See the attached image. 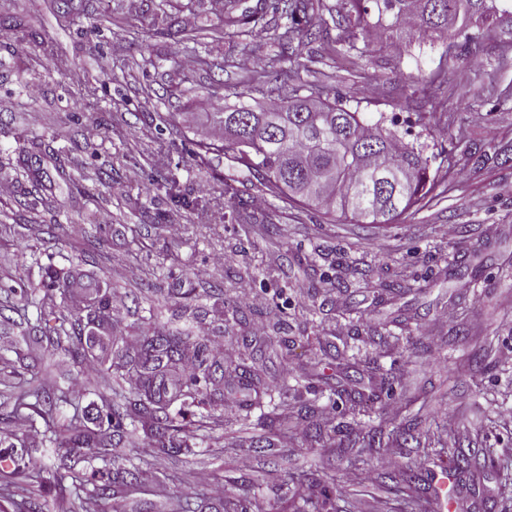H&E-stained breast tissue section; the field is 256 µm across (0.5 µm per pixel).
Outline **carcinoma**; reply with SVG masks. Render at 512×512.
Here are the masks:
<instances>
[{"mask_svg": "<svg viewBox=\"0 0 512 512\" xmlns=\"http://www.w3.org/2000/svg\"><path fill=\"white\" fill-rule=\"evenodd\" d=\"M239 0H224V16L215 28L216 39L224 35H249L244 18L237 15ZM342 11L333 21L338 30L316 26L315 14L322 0H274L273 10L286 18L275 34L280 54L268 69L254 71L249 84L261 88L271 80L288 81L290 69L284 62L301 66L296 50L313 41H322L330 51L340 45L356 49L363 45L402 41L408 44L445 42L446 51L454 48L470 51L486 36L512 45V0H342ZM164 38L197 41L198 36L171 22L160 31ZM245 92L234 93L236 101L224 96V111L211 112L210 136L191 150L196 164L203 166L208 155L231 154L238 167L255 175L266 194L280 198L296 196L302 205L313 207L324 216L340 214L357 223L391 224L430 194L435 184L430 175L429 159L414 146L403 143L397 133L384 125L383 119L364 120L350 111L338 97L330 98L313 88L307 93L295 88L292 93L267 107L256 110L245 103ZM25 305L36 308L34 329L51 344L67 343V351L76 362L85 359L86 327L107 335L112 296L103 291L99 281L82 282L79 272L46 273L44 281L21 289ZM187 341L178 334L147 337L142 344V383L134 398L115 400L104 408V426L82 429L75 422L66 426L67 443L74 448L94 449V459L101 465L92 467L100 483L90 484L76 473L57 474L60 490L70 491L86 512H106L112 486L128 484L134 464L112 456L128 427L141 424L143 449L153 455L189 451L187 437L191 427L176 422L172 407L196 402L200 379L191 377L169 388L156 381L152 362L164 359L175 368ZM240 376L250 386L251 394L243 400L249 413L260 405V391L251 370L244 367ZM72 404L69 394L45 390L33 403L23 392L16 394L13 413L53 417L63 405ZM344 413H369L363 394L353 389L344 394ZM311 403L290 405L283 401L267 413L268 426L279 429L287 424H302L314 416ZM437 455L450 454L456 470L470 474L479 464L469 458L451 454L445 445L432 447ZM23 476L29 484L42 483L40 472H25L8 462L0 465V499L11 501L15 512H40L33 499L16 498V478ZM317 480L308 474H292L286 484L292 486L293 512H318L319 501L312 494Z\"/></svg>", "mask_w": 512, "mask_h": 512, "instance_id": "cac0c4a2", "label": "carcinoma"}]
</instances>
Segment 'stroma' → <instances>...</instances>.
Listing matches in <instances>:
<instances>
[{"instance_id":"35a3bbf8","label":"stroma","mask_w":512,"mask_h":512,"mask_svg":"<svg viewBox=\"0 0 512 512\" xmlns=\"http://www.w3.org/2000/svg\"><path fill=\"white\" fill-rule=\"evenodd\" d=\"M241 8L261 12V27L244 39L203 46L176 45L155 31L167 16L194 31L217 23L223 8L216 0H173L164 14L158 0H0V181L14 187L0 198V224L34 215L56 227L51 236L0 237V358L29 382L51 374L77 402L53 419L31 420L13 414L0 386V455L41 471L42 485L23 483L19 492L39 500L43 512H74L76 500L61 495L54 472L67 454L90 473V451L66 450L61 429L73 419L96 428L107 395L105 355H134L155 328L188 340L183 365L165 372V380L183 381L200 362H221L215 346L223 343L236 348L238 363L251 366L272 396L315 401L319 413L305 422V437H282L260 409L243 414L242 381L225 378L180 416L199 426L190 451L142 459L133 435L118 448L119 456L136 459L137 470L132 483L114 491L115 512H178L188 497L196 512H224L229 499L248 510L261 502L267 512H291V472L334 475L322 512H434L427 477L444 463L430 451L437 439L466 455L494 453L496 466L464 477L454 491V512H485L486 499L498 495L500 467L512 464V424L495 421L500 408L512 407V193L503 190L512 185V102L500 99L512 70L495 69L504 48L487 43L473 57L446 54L439 42L386 43L349 63L324 55L318 43L306 47L300 82L336 91L367 119L397 117L423 146L436 183L394 223L331 222L265 196L227 155L211 154L204 169L191 156V141L206 127L200 104L214 100L216 83L245 90L246 63H265L279 52L274 33L283 20L270 0H241ZM15 21L30 26L35 39L15 41ZM43 39L67 58L66 72L53 73ZM203 51L207 67H183L184 58ZM75 70L81 82H71ZM89 85L97 88L95 98L84 96ZM171 112L196 113L194 128L164 125ZM158 131L170 146L161 167L151 140ZM459 136L469 139L470 155L455 151ZM27 137L42 138L46 151L20 155ZM66 158L75 164L69 182L55 170ZM20 159L40 172L41 186L16 174ZM134 168L136 181L129 178ZM160 174L175 179L172 191L153 189ZM235 193L273 213L268 230L228 215L215 231L199 232L192 210L175 204L179 197L202 204ZM171 224L182 225L179 238L168 234ZM443 224L455 233L441 237ZM228 252L236 261L217 263ZM456 258L470 260L477 277L449 276ZM49 265L80 267L112 295V349L94 350V363L73 366L27 332L36 310L12 289L38 283ZM396 278L405 288L380 292L378 280ZM244 280L266 297L264 306L239 303ZM177 281L192 289L190 299L173 297ZM353 354L377 363L389 384L366 416L343 415L342 404L318 389L322 377L333 390L347 388L339 366ZM448 408L459 415V427L443 418ZM325 411L342 415L355 431L390 419L411 430L371 448L318 443L316 428H333L321 417ZM214 418L223 419V429H204ZM243 455L251 469L240 468ZM419 458L425 465L418 495L399 505L381 479ZM354 472L355 485L348 481Z\"/></svg>"}]
</instances>
